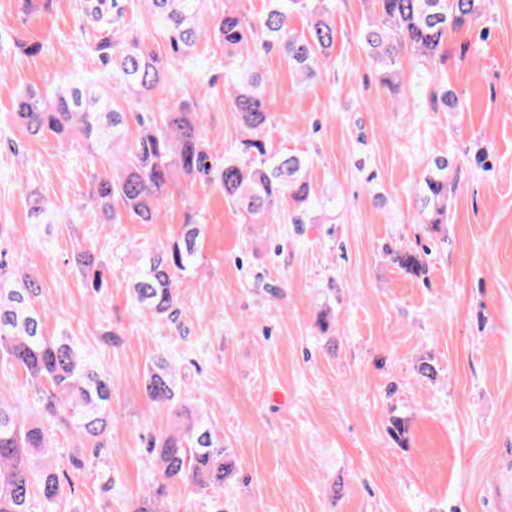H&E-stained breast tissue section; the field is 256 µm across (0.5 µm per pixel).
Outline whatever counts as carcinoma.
I'll return each mask as SVG.
<instances>
[{"instance_id":"obj_1","label":"carcinoma","mask_w":512,"mask_h":512,"mask_svg":"<svg viewBox=\"0 0 512 512\" xmlns=\"http://www.w3.org/2000/svg\"><path fill=\"white\" fill-rule=\"evenodd\" d=\"M166 38L171 60L187 57L207 28L224 47V101L235 112L241 137L224 156L211 162L202 114L186 100L172 102L162 121L151 113L138 118L140 132L129 141L124 100L139 105L153 94L170 93L168 63L142 39L115 26L97 51L112 67L113 85L101 88L80 74L51 92L30 89L18 95L15 121L34 138L53 136L97 147L110 159V173L90 175V199L104 224L121 223V213L139 224L158 222L162 203L177 177L190 183L199 176L214 179L224 199L250 224H265L288 203L290 223L313 224L316 201L308 177L309 160L276 148L267 138L274 116L256 62L239 58L278 51L299 80L315 76L332 56L336 26L327 0H267L265 13L251 17L240 5H227L224 14L207 24L203 0H147ZM484 0H368L370 18L359 31L368 63L380 82L401 90L408 70L431 65L444 56L448 31L471 26L481 15ZM307 19L305 29L292 26L295 14ZM458 168L446 157L434 159L416 191L415 223L441 232L458 183ZM29 215L34 224L53 223L47 202L29 192ZM203 225L192 221L167 243L142 257L129 281L132 303L141 313L172 321L179 314L177 278L195 268L203 239ZM0 250V361L25 371L38 393L48 423L32 420L21 406L0 402V512H52L63 484L70 482L54 457L55 423L75 430L94 451L106 447L112 429V381L69 330L44 332L46 313L37 306L40 286L32 276L9 267ZM391 262L407 276L424 280L425 258L416 251L387 249ZM103 261L94 246L74 254V268L86 287L97 294L105 287ZM179 369L173 358L159 356L148 366L143 391L153 405L180 414ZM145 460L154 471L153 491L136 512H170L168 484L183 482L201 489L224 487L235 472L224 448V436L208 418L198 414L148 441Z\"/></svg>"}]
</instances>
